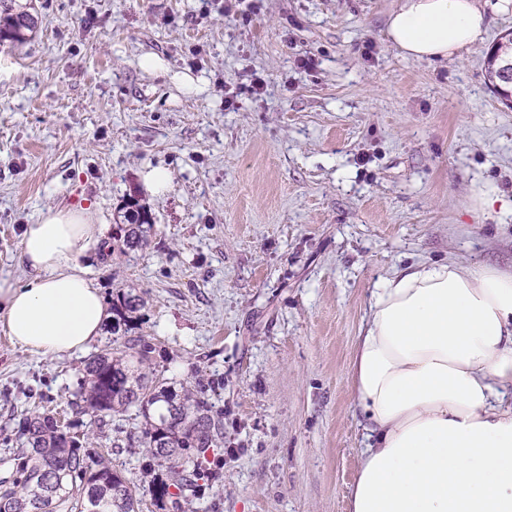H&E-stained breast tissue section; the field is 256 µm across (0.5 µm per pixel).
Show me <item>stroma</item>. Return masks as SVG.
Masks as SVG:
<instances>
[{
  "mask_svg": "<svg viewBox=\"0 0 512 512\" xmlns=\"http://www.w3.org/2000/svg\"><path fill=\"white\" fill-rule=\"evenodd\" d=\"M398 5L35 0L33 37L0 45V277L26 283L22 227L48 210L115 225L129 197L147 208L141 248L82 265L106 301L143 298L131 333L157 370L224 410V480L188 512H348L365 446L349 366L375 283L442 260L512 272V107L485 79L512 13L487 11L482 43L429 62L389 40ZM158 166L161 197L143 184ZM85 360L0 329V440L36 399L70 415ZM77 424L129 481L161 477L127 445L143 418Z\"/></svg>",
  "mask_w": 512,
  "mask_h": 512,
  "instance_id": "stroma-1",
  "label": "stroma"
}]
</instances>
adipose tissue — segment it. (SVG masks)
<instances>
[{
  "mask_svg": "<svg viewBox=\"0 0 512 512\" xmlns=\"http://www.w3.org/2000/svg\"><path fill=\"white\" fill-rule=\"evenodd\" d=\"M479 0H401L388 38L448 60L483 39ZM111 227L51 210L20 238L25 285L0 278V327L44 357L85 349L106 316L81 257ZM369 445L350 512H512V273L421 262L383 279L350 367Z\"/></svg>",
  "mask_w": 512,
  "mask_h": 512,
  "instance_id": "1",
  "label": "adipose tissue"
}]
</instances>
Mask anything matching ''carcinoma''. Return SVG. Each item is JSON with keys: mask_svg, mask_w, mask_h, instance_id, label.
I'll return each mask as SVG.
<instances>
[{"mask_svg": "<svg viewBox=\"0 0 512 512\" xmlns=\"http://www.w3.org/2000/svg\"><path fill=\"white\" fill-rule=\"evenodd\" d=\"M38 25L21 0H0V44L19 43ZM488 83L512 102V37L495 46L485 69ZM120 239L129 250L142 246L154 224L146 209L130 199ZM142 306L137 295L123 294L112 304V334ZM155 345L142 337L124 348L105 347L85 361L84 376L73 405L102 422L132 409L146 420L137 439L164 477L149 493L156 502L173 499L182 508L198 490V481L219 483L223 473L209 469L210 452L223 443L224 411L209 401L200 386H175L148 371ZM72 423L35 403L18 422L16 449L10 458L12 479L0 481V512H139V488L112 471L98 451L83 446L70 432Z\"/></svg>", "mask_w": 512, "mask_h": 512, "instance_id": "cac0c4a2", "label": "carcinoma"}]
</instances>
